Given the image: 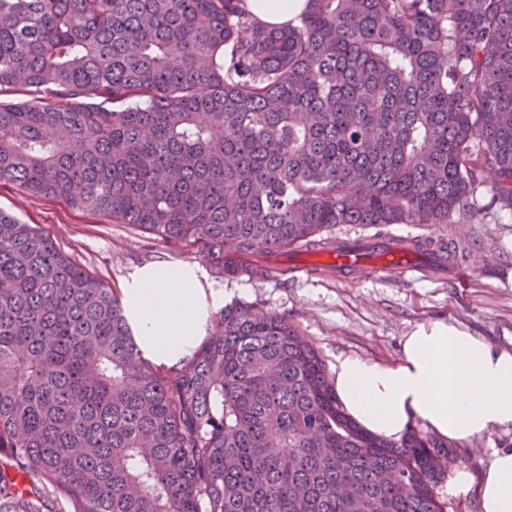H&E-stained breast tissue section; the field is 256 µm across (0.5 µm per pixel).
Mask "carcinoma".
Listing matches in <instances>:
<instances>
[{"instance_id":"cac0c4a2","label":"carcinoma","mask_w":512,"mask_h":512,"mask_svg":"<svg viewBox=\"0 0 512 512\" xmlns=\"http://www.w3.org/2000/svg\"><path fill=\"white\" fill-rule=\"evenodd\" d=\"M0 0V183L219 278L338 224L512 212V0ZM457 261L466 247L439 241ZM366 433L320 353L253 303L166 368L114 290L0 210V505L9 512H444L454 456ZM306 0H246V8L261 23L272 27L296 24Z\"/></svg>"}]
</instances>
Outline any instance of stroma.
<instances>
[{
    "mask_svg": "<svg viewBox=\"0 0 512 512\" xmlns=\"http://www.w3.org/2000/svg\"><path fill=\"white\" fill-rule=\"evenodd\" d=\"M0 210L47 231L63 253L119 294L142 266L163 261L198 268L205 291L223 293L225 302H255L287 316L329 368L341 355L393 362L404 336L429 320L466 328L512 350V214L506 212L485 216L480 224L388 225L397 236L471 243L465 261L430 267L426 277L410 282L373 269L346 276L289 273L225 280L201 267L195 248L169 250L132 225L28 195L11 184L0 183Z\"/></svg>",
    "mask_w": 512,
    "mask_h": 512,
    "instance_id": "obj_1",
    "label": "stroma"
}]
</instances>
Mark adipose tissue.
<instances>
[{
  "label": "adipose tissue",
  "instance_id": "obj_1",
  "mask_svg": "<svg viewBox=\"0 0 512 512\" xmlns=\"http://www.w3.org/2000/svg\"><path fill=\"white\" fill-rule=\"evenodd\" d=\"M246 7L259 22L283 27L297 22L306 0H246ZM221 300L205 293L196 270L155 263L133 275L125 312L140 348L174 363L195 345L209 308ZM332 381L348 417L391 441L419 423L458 446L512 427V350L442 321L417 324L395 362L337 357ZM446 490L453 497L477 491L482 512H512V450L494 452L477 476L457 465Z\"/></svg>",
  "mask_w": 512,
  "mask_h": 512
}]
</instances>
